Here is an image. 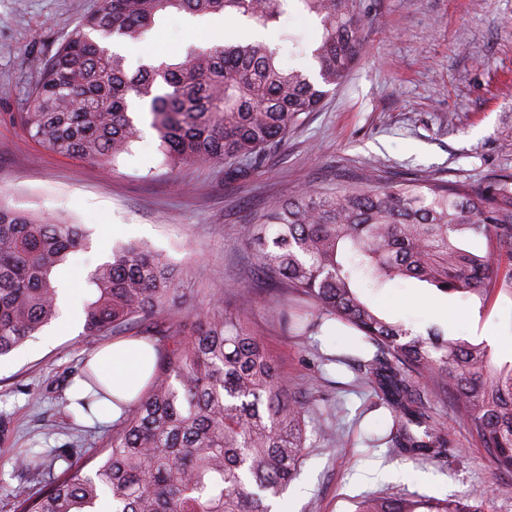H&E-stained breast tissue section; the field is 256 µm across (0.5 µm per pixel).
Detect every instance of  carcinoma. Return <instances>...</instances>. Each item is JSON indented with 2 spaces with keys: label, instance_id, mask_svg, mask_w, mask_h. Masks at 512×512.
Instances as JSON below:
<instances>
[{
  "label": "carcinoma",
  "instance_id": "obj_1",
  "mask_svg": "<svg viewBox=\"0 0 512 512\" xmlns=\"http://www.w3.org/2000/svg\"><path fill=\"white\" fill-rule=\"evenodd\" d=\"M291 1L318 21L319 35L307 46L288 30L280 40L291 56L310 55L311 71L285 64L280 47L253 41L191 46L131 75L125 57L102 45L113 37L140 42L182 12L278 26ZM361 27L357 0H101L74 37L37 61L39 80L18 119L39 145L108 166L140 137L131 115L138 102L148 107L164 164L222 162L239 171L346 80L362 49ZM242 235L256 251L251 276L277 291L272 320L296 336L337 322L373 349L355 360L391 409L387 447L444 454L448 431L431 398L450 396L497 470L512 474V361L499 363L487 344L441 326L415 332L363 292L415 280L482 303L495 290L512 294V173L479 185L379 175L318 184L277 202ZM87 243L81 224L0 203V357L59 317L56 274ZM177 279L138 243L112 250L89 274L83 334L139 329L156 351L150 385L121 404L92 473L58 471L32 451L18 458L41 487L17 495L15 512H100L105 500L111 512H273L280 504L300 474L314 412L246 318L225 313L190 328L177 318L153 320ZM78 376L92 387L75 400L84 413L114 400L88 365ZM490 495H370L355 512H485Z\"/></svg>",
  "mask_w": 512,
  "mask_h": 512
}]
</instances>
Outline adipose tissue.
<instances>
[{"mask_svg": "<svg viewBox=\"0 0 512 512\" xmlns=\"http://www.w3.org/2000/svg\"><path fill=\"white\" fill-rule=\"evenodd\" d=\"M154 363V348L139 339L118 340L89 354L90 368L113 394L112 400L94 405V417L101 422L117 418L120 402L132 401L142 392Z\"/></svg>", "mask_w": 512, "mask_h": 512, "instance_id": "1", "label": "adipose tissue"}]
</instances>
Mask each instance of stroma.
I'll return each mask as SVG.
<instances>
[{"instance_id": "obj_1", "label": "stroma", "mask_w": 512, "mask_h": 512, "mask_svg": "<svg viewBox=\"0 0 512 512\" xmlns=\"http://www.w3.org/2000/svg\"><path fill=\"white\" fill-rule=\"evenodd\" d=\"M98 3L0 0V200L85 226L88 249L72 254L60 275L75 302L83 301L89 273L113 248L137 242L179 272L166 314L190 323L213 315L211 298L219 292L225 310L245 309L288 382L311 408L333 416L347 442L336 447L309 428L284 512H355L369 494L465 499L483 490L491 493L486 512H512V475L496 469L449 402L433 404L448 428L447 454L414 461L369 447L387 409L361 383L360 371L324 361L352 344L350 330L326 324L305 339L288 336L267 318L273 287L254 281L246 307L233 291L256 263L242 226L297 189L365 173L476 183L494 171L512 172V0H357L361 59L318 112L267 150L257 169L242 172L220 163L165 167L152 131L107 168L57 155L27 136L17 114L38 79L34 59L74 36ZM244 24L228 18L222 28L203 31L189 15H169L156 35L127 52V69L192 45L232 42ZM367 297L414 330L444 323L487 340L498 360L512 359L510 297L491 298L482 308L409 282ZM107 342L57 321L0 359V512H13L15 494L38 486L15 469L21 450L75 449L77 469L111 437V423L69 418L70 381L83 358Z\"/></svg>"}]
</instances>
